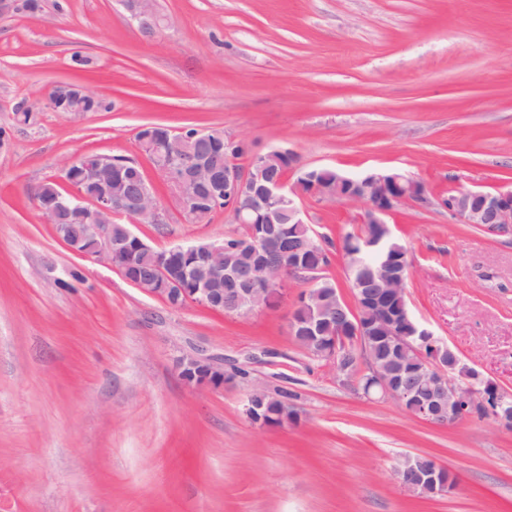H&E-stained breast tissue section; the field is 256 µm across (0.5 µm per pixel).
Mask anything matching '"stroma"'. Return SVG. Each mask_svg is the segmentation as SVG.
I'll use <instances>...</instances> for the list:
<instances>
[{"instance_id": "1", "label": "stroma", "mask_w": 512, "mask_h": 512, "mask_svg": "<svg viewBox=\"0 0 512 512\" xmlns=\"http://www.w3.org/2000/svg\"><path fill=\"white\" fill-rule=\"evenodd\" d=\"M0 17V512H512V429L440 427L342 387L288 333L302 281L276 307L174 309L71 252L29 193L86 153L140 158L139 127H219L250 152H295L350 176L398 169L425 205L388 218L408 249V306L462 362L512 393V235L449 217L454 188L512 186V0H158L148 38L120 0H41ZM79 82L106 112L18 102ZM303 218L338 238L355 207L311 197ZM168 208L133 232L167 250L233 233ZM212 356L220 390L179 375ZM262 387L299 411L259 428ZM453 471L445 496L405 490L395 467Z\"/></svg>"}]
</instances>
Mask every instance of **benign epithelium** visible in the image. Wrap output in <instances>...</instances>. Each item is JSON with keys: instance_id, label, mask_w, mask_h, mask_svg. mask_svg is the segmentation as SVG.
Returning a JSON list of instances; mask_svg holds the SVG:
<instances>
[{"instance_id": "7a95c632", "label": "benign epithelium", "mask_w": 512, "mask_h": 512, "mask_svg": "<svg viewBox=\"0 0 512 512\" xmlns=\"http://www.w3.org/2000/svg\"><path fill=\"white\" fill-rule=\"evenodd\" d=\"M123 4L143 30L153 29L158 34L170 27L171 20L159 10L157 0H123ZM85 93V89L61 84L55 86L47 98L29 102L27 106L33 112L43 109L55 111L58 103ZM185 139L186 131L170 130L168 160L165 165L154 167L170 191L171 203L190 216L193 206L198 202L200 187L222 179L224 210L232 214L234 221L241 222L244 216L255 212L257 201L252 195V188L263 178L266 155L251 154L248 162L241 167L232 154L228 153L225 155L224 165L211 166L182 147ZM110 163V155L99 156L95 163L87 162L82 155L65 160L61 167V177L52 179L58 187L55 197L37 205L45 221L59 224L60 231L56 235L68 249L79 256L118 270L129 283L145 293L162 298L172 308L196 304L211 311H224V289L212 288L210 284L228 275L232 277L231 283L241 286L242 292L248 296L246 313L267 309L266 291L256 286L254 276L243 278L237 273H224V265L218 262V256L224 253L222 243L203 242L187 248L178 246L167 250L172 255L186 252L194 256L195 267L199 268L196 288H183L180 282L167 279L168 272L162 264L156 266L155 275L150 278L133 276L123 259V243L112 239V224L122 218L137 224H163L164 208L156 191L145 186L138 187V192L129 205L119 192L108 190L90 198L71 182L70 172L74 166L83 167L90 177L96 178L102 167ZM263 192L269 202L288 200V222L302 223L297 200L305 195L296 192L282 178L263 186ZM451 193L453 196L442 204L450 217L465 224H483L493 234H504L512 230V188L494 193L481 189L458 188L451 190ZM308 196L363 208L361 223L372 224L379 232L376 237L363 239L367 247L378 244L388 234L386 218L398 206L404 203H428L425 185L395 169L376 170L357 178H340L336 182L334 194L315 184L310 188ZM71 211L81 214L85 219L81 228L59 223L60 215ZM88 235L92 237V245L79 248ZM377 271L385 291L394 294L405 320L414 333L422 338V345L414 346L412 350L424 360L429 371L420 379L409 382L402 377L400 371L383 374L377 370L364 396L378 394L389 398L406 407L412 415L440 426L457 423L464 412L462 404L466 403L475 412L480 410L487 413L488 420L495 425L512 427V396L499 394L492 404L484 399H476L477 388L471 378L454 375L453 366L448 364L450 347L422 326L406 307L404 275L395 272L390 263L382 264ZM312 275V269L290 264L287 271L276 275V280L283 289L292 279ZM354 293V304L345 307L339 303L319 305L317 315L344 319L346 327L354 335L360 336L363 334V326L358 312L366 296L358 283L355 284ZM178 370L182 380L189 386L210 389L224 387V370L210 358L187 355L179 360ZM444 471L446 468L439 466L434 460H425L419 456L405 458L395 469L401 485L421 495H437L448 491L449 482L441 476ZM448 477H453V472H448Z\"/></svg>"}]
</instances>
